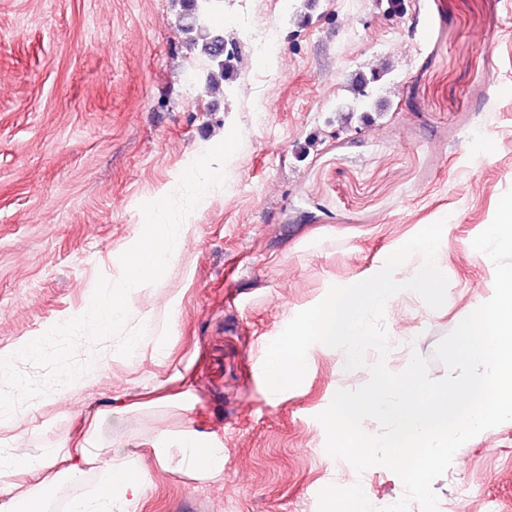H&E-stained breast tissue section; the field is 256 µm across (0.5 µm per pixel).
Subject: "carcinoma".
Instances as JSON below:
<instances>
[{
    "label": "carcinoma",
    "instance_id": "cac0c4a2",
    "mask_svg": "<svg viewBox=\"0 0 512 512\" xmlns=\"http://www.w3.org/2000/svg\"><path fill=\"white\" fill-rule=\"evenodd\" d=\"M182 13L179 28L185 35L186 43L198 58L208 64L205 73V91L213 92L237 74L235 63L238 59V41L224 38V26L214 19L219 14L218 6L223 0H215L208 15L201 14L198 0H181ZM390 69L386 64L370 73H356L351 76L347 91L350 104L361 105L369 97L372 84H383Z\"/></svg>",
    "mask_w": 512,
    "mask_h": 512
}]
</instances>
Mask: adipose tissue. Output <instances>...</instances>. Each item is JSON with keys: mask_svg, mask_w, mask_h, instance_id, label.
Here are the masks:
<instances>
[{"mask_svg": "<svg viewBox=\"0 0 512 512\" xmlns=\"http://www.w3.org/2000/svg\"><path fill=\"white\" fill-rule=\"evenodd\" d=\"M123 410L99 409L91 414L79 439L67 440L33 455L22 447L21 407L17 401L0 403V480L39 473L38 481L21 486L22 500H0V512H43L45 493L60 477L81 479L86 468L98 464L105 483L90 496L76 498L70 512H113L115 506L139 502L150 481L152 467L186 473L211 481L224 470L223 449L212 446L191 426L172 431L156 429L150 443L152 465L131 460L126 448L107 438L108 429L123 423Z\"/></svg>", "mask_w": 512, "mask_h": 512, "instance_id": "obj_1", "label": "adipose tissue"}]
</instances>
